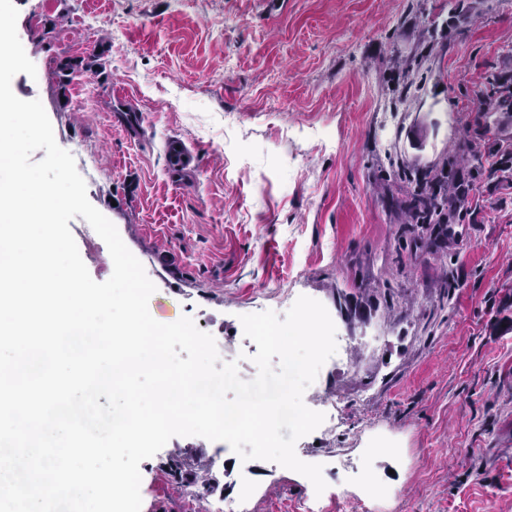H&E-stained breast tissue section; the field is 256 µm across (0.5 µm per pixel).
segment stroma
Masks as SVG:
<instances>
[{"mask_svg":"<svg viewBox=\"0 0 512 512\" xmlns=\"http://www.w3.org/2000/svg\"><path fill=\"white\" fill-rule=\"evenodd\" d=\"M13 3L39 77L12 91L41 101L74 159L93 158L87 198L155 284L150 313L191 318L250 380L241 315L348 298L343 333L372 344L307 388L306 406L346 410L295 446L322 465L321 512H512V119L472 99L512 74V0ZM93 53L61 80V58ZM464 139L481 155L461 167L467 211L442 241L420 224L401 236L411 185L396 165L443 173ZM83 223H69L80 256L106 281L111 256ZM185 449L220 480L206 497L164 471ZM367 471L389 490L377 509L360 499ZM140 472L141 512H218L246 474L253 512H307L306 477L221 441L173 437Z\"/></svg>","mask_w":512,"mask_h":512,"instance_id":"obj_1","label":"stroma"}]
</instances>
